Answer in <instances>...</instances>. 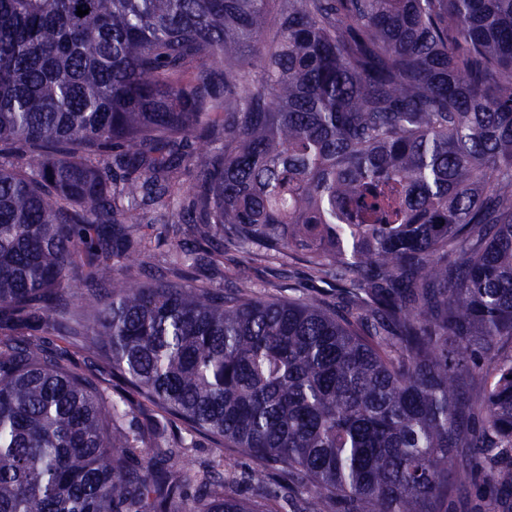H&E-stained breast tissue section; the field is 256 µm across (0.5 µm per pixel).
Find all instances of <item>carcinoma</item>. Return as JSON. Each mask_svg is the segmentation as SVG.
<instances>
[{
  "label": "carcinoma",
  "mask_w": 512,
  "mask_h": 512,
  "mask_svg": "<svg viewBox=\"0 0 512 512\" xmlns=\"http://www.w3.org/2000/svg\"><path fill=\"white\" fill-rule=\"evenodd\" d=\"M506 344L512 0H0V512H496ZM279 268L278 261L258 262L254 265V273L251 287L254 291L268 294L269 298L275 301H288L302 295L295 290L290 289L291 284L301 281L304 287V293L308 295H326L328 300L336 303V299L331 297L333 293L332 282L319 280H307L306 270L302 265H293L291 268L292 278H278L276 269ZM194 443L196 448L191 449L193 456L198 458H220L226 471L243 475L257 466V462L252 456L236 448H216L218 446L205 435L196 436Z\"/></svg>",
  "instance_id": "cac0c4a2"
}]
</instances>
